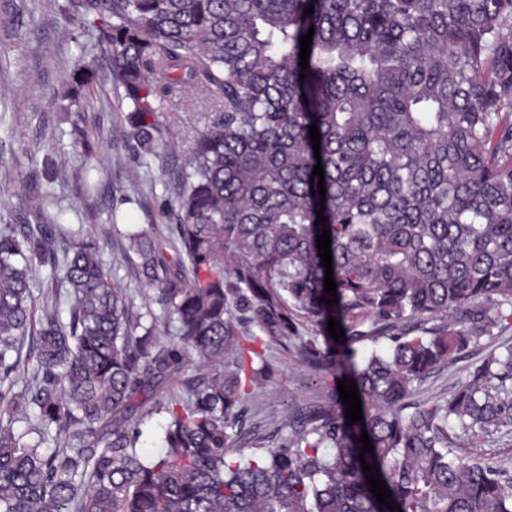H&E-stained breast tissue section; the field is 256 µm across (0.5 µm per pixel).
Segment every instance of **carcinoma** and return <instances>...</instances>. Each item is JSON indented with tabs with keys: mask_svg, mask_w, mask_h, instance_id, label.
Here are the masks:
<instances>
[{
	"mask_svg": "<svg viewBox=\"0 0 512 512\" xmlns=\"http://www.w3.org/2000/svg\"><path fill=\"white\" fill-rule=\"evenodd\" d=\"M70 10L110 51L102 80L123 89L141 158L170 154L160 101L196 87L214 111L172 173L171 237L126 235L163 323L140 322L84 231L48 218L0 225V512H393L358 460L364 430L366 463L402 512H512V471L456 453L463 437H512V345L448 396L421 391L512 317V0ZM58 262L69 291L38 306L33 271ZM356 313L368 330L349 325ZM303 319L318 335H300ZM295 341L303 362L356 384L363 420L347 425L338 398L286 424L274 446L252 430L232 437L268 382L267 350ZM193 360L200 369L183 375ZM175 376L183 394L161 396ZM161 413L149 456L140 426Z\"/></svg>",
	"mask_w": 512,
	"mask_h": 512,
	"instance_id": "1",
	"label": "carcinoma"
}]
</instances>
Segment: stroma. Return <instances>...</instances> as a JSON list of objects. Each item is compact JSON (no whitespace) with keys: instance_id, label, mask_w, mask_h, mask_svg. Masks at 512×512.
I'll return each instance as SVG.
<instances>
[{"instance_id":"1","label":"stroma","mask_w":512,"mask_h":512,"mask_svg":"<svg viewBox=\"0 0 512 512\" xmlns=\"http://www.w3.org/2000/svg\"><path fill=\"white\" fill-rule=\"evenodd\" d=\"M67 0H0V223L35 224L40 216L92 232L112 281L133 303L135 313L162 318L154 293L124 258L126 233L170 232L171 195L160 161L142 165L127 136L126 106L119 93L98 89L74 100L77 63L104 71L108 52L91 33L64 37ZM209 110L203 91L189 89L163 102L160 120L171 143L170 158L184 162L193 135ZM88 148H81V140ZM66 164V178L52 176ZM37 195L40 211L28 204ZM512 344V328L492 329L459 359L429 379L425 395L445 396L464 381L490 350ZM273 375L245 404L246 427L273 434L298 409L336 402L332 377L302 363L295 348L268 352Z\"/></svg>"}]
</instances>
